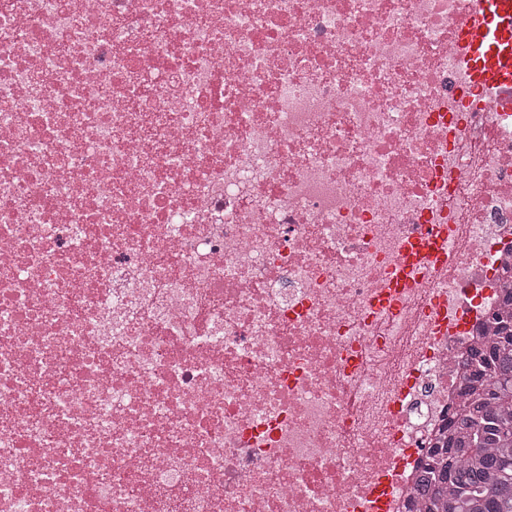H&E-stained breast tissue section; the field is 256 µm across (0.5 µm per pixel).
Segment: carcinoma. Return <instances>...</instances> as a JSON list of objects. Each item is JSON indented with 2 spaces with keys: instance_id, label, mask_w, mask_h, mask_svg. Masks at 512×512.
<instances>
[{
  "instance_id": "obj_1",
  "label": "carcinoma",
  "mask_w": 512,
  "mask_h": 512,
  "mask_svg": "<svg viewBox=\"0 0 512 512\" xmlns=\"http://www.w3.org/2000/svg\"><path fill=\"white\" fill-rule=\"evenodd\" d=\"M464 359L460 401L427 452L412 512H512V294Z\"/></svg>"
}]
</instances>
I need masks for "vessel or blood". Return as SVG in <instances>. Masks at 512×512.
Listing matches in <instances>:
<instances>
[{
	"label": "vessel or blood",
	"mask_w": 512,
	"mask_h": 512,
	"mask_svg": "<svg viewBox=\"0 0 512 512\" xmlns=\"http://www.w3.org/2000/svg\"><path fill=\"white\" fill-rule=\"evenodd\" d=\"M463 57L480 83L512 93V0H482L460 32Z\"/></svg>",
	"instance_id": "b4317fda"
}]
</instances>
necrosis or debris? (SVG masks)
Masks as SVG:
<instances>
[{
	"label": "necrosis or debris",
	"instance_id": "1",
	"mask_svg": "<svg viewBox=\"0 0 512 512\" xmlns=\"http://www.w3.org/2000/svg\"><path fill=\"white\" fill-rule=\"evenodd\" d=\"M480 6L0 0V512H406L512 288Z\"/></svg>",
	"mask_w": 512,
	"mask_h": 512
}]
</instances>
